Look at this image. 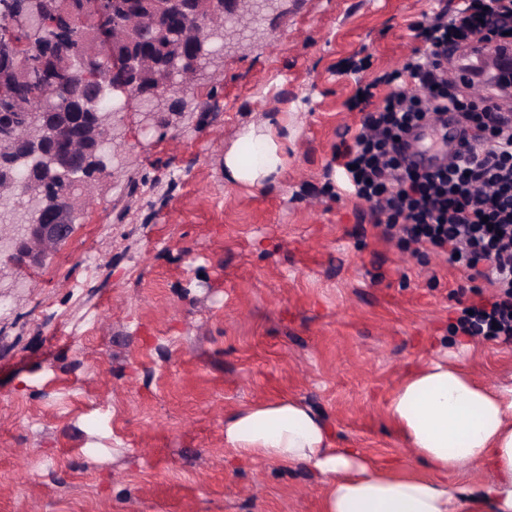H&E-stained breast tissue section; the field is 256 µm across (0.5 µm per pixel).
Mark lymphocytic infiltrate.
Wrapping results in <instances>:
<instances>
[{
    "instance_id": "lymphocytic-infiltrate-1",
    "label": "lymphocytic infiltrate",
    "mask_w": 512,
    "mask_h": 512,
    "mask_svg": "<svg viewBox=\"0 0 512 512\" xmlns=\"http://www.w3.org/2000/svg\"><path fill=\"white\" fill-rule=\"evenodd\" d=\"M512 0H459L454 14L440 11L414 27L421 45L401 68L383 74L376 95L361 88L362 116L351 142L334 160L347 189L370 205V221L384 237L431 248L449 259L464 280L493 288L492 301L460 318L463 336L512 342V97L506 83L482 95L448 74L447 49L507 48ZM459 114L460 148L434 171L408 166L407 134L436 127L447 111Z\"/></svg>"
}]
</instances>
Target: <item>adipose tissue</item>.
Here are the masks:
<instances>
[{
	"label": "adipose tissue",
	"instance_id": "1",
	"mask_svg": "<svg viewBox=\"0 0 512 512\" xmlns=\"http://www.w3.org/2000/svg\"><path fill=\"white\" fill-rule=\"evenodd\" d=\"M247 136L265 145V161L253 163L232 149L224 168L235 182L259 186L280 165L274 125ZM387 410L429 476L336 447L321 421L295 400L234 414L224 437L240 457L310 466L326 485L323 512H512V385L487 387L462 368L433 360L407 374ZM466 466L488 469L493 478L474 492L449 485V476Z\"/></svg>",
	"mask_w": 512,
	"mask_h": 512
}]
</instances>
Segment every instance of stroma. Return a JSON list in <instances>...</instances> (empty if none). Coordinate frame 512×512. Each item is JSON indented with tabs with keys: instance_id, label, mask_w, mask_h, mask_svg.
<instances>
[{
	"instance_id": "1",
	"label": "stroma",
	"mask_w": 512,
	"mask_h": 512,
	"mask_svg": "<svg viewBox=\"0 0 512 512\" xmlns=\"http://www.w3.org/2000/svg\"><path fill=\"white\" fill-rule=\"evenodd\" d=\"M454 6L287 0L168 123L124 102L94 202L0 306V512H321L313 469L230 449L232 414L294 399L337 447L415 468L386 413L410 369L512 383V345L456 331L490 288L386 240L333 160L358 88ZM268 121L282 168L230 181L225 152Z\"/></svg>"
}]
</instances>
